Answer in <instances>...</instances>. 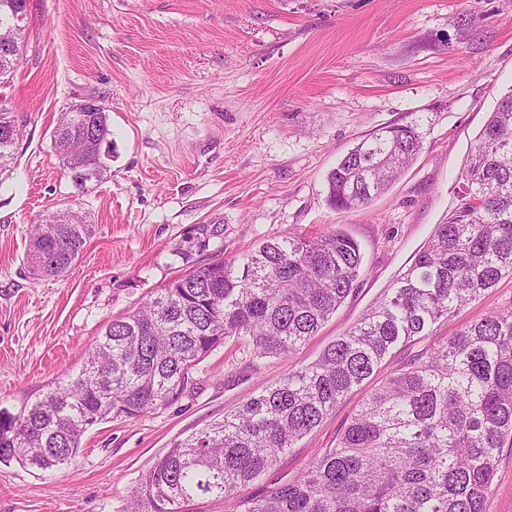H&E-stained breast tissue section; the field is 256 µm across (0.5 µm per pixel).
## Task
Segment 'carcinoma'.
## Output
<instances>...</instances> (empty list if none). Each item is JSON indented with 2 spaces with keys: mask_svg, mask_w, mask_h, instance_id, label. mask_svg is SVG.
<instances>
[{
  "mask_svg": "<svg viewBox=\"0 0 512 512\" xmlns=\"http://www.w3.org/2000/svg\"><path fill=\"white\" fill-rule=\"evenodd\" d=\"M0 0V31L23 41L16 3ZM27 119L0 107V176ZM51 136L63 171L81 187L108 167L84 134L112 143L105 112H65ZM421 149L414 125L383 127L327 175L326 201L359 208L384 193ZM459 203L382 301L311 364L173 444L136 490L143 512H182L197 497L231 512H485L503 449L512 448V305L481 314L449 336L435 326L512 277V94L501 98L471 148ZM33 225L24 265L32 279L61 277L94 225ZM362 265L342 230L264 241L238 263H206L144 305L112 319L71 381L20 415L0 410V463L68 466L87 427L138 417L178 397L189 373L228 337L256 359L287 356L316 335L352 292ZM433 342H428V339ZM422 348L390 371L336 434V443L292 480L249 486L322 426L351 391L386 364L396 345Z\"/></svg>",
  "mask_w": 512,
  "mask_h": 512,
  "instance_id": "obj_1",
  "label": "carcinoma"
}]
</instances>
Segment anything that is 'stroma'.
<instances>
[{
  "instance_id": "obj_1",
  "label": "stroma",
  "mask_w": 512,
  "mask_h": 512,
  "mask_svg": "<svg viewBox=\"0 0 512 512\" xmlns=\"http://www.w3.org/2000/svg\"><path fill=\"white\" fill-rule=\"evenodd\" d=\"M25 52L0 104L27 115L0 179V409L18 414L80 369L116 317L266 239L341 229L360 245L354 289L287 357L228 338L156 410L89 427L68 467L0 465V512H135L172 445L314 361L387 294L458 204L471 144L512 91V0H28ZM87 97L107 106L109 170L86 189L51 133ZM415 125L422 147L369 205L338 211L326 177L361 139ZM94 224L62 277L23 265L32 224L60 208ZM512 304V279L437 328ZM366 381L283 458L290 480L335 440Z\"/></svg>"
}]
</instances>
